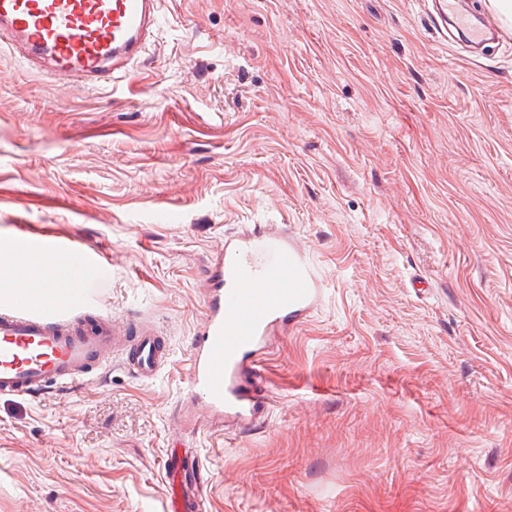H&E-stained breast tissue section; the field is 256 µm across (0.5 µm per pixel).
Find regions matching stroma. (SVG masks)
<instances>
[{"label":"stroma","instance_id":"obj_1","mask_svg":"<svg viewBox=\"0 0 512 512\" xmlns=\"http://www.w3.org/2000/svg\"><path fill=\"white\" fill-rule=\"evenodd\" d=\"M145 61L84 89L0 48V242L100 254V306L171 363L0 396V512H496L512 501V21L480 63L418 0H165ZM288 224L321 306L258 358L241 428L187 389L205 269ZM165 466L166 470V478L170 473H175L179 475V484H178V492L177 494L174 491V499H172V503L174 506L171 509V512H195V507L197 506L198 500L201 497V491L203 488V481L201 478L199 468L196 469L193 466V463H186V461L179 455L172 451L170 456L168 457V461Z\"/></svg>","mask_w":512,"mask_h":512}]
</instances>
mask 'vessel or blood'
Masks as SVG:
<instances>
[{
  "label": "vessel or blood",
  "mask_w": 512,
  "mask_h": 512,
  "mask_svg": "<svg viewBox=\"0 0 512 512\" xmlns=\"http://www.w3.org/2000/svg\"><path fill=\"white\" fill-rule=\"evenodd\" d=\"M163 0H0V36L23 63L57 79L88 87L114 79L135 60L156 26ZM430 19L440 38L449 29L470 43L502 39L497 19L484 13L472 23L455 0H431ZM216 263L208 266L206 310L191 342L188 390L209 413L253 419L265 397L250 360L267 337L287 331L317 306L324 284L308 253L286 225L225 237ZM98 256H85L70 280L82 295ZM9 289L0 300V395L36 396L81 383L121 357L128 372L146 381L168 363L170 349L145 318L122 321L100 310L65 315L48 301L33 302L13 274L0 278ZM166 472L179 476L176 512H194L203 481L199 469L170 454Z\"/></svg>",
  "instance_id": "b4317fda"
}]
</instances>
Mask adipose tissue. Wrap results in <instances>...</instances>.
<instances>
[{"label":"adipose tissue","instance_id":"1","mask_svg":"<svg viewBox=\"0 0 512 512\" xmlns=\"http://www.w3.org/2000/svg\"><path fill=\"white\" fill-rule=\"evenodd\" d=\"M0 260L11 264L17 280L27 285L34 299L39 300L48 296L59 303L67 300V293L58 291L56 285L76 268L75 259H54L31 252L23 255L16 247L9 246L0 251Z\"/></svg>","mask_w":512,"mask_h":512}]
</instances>
